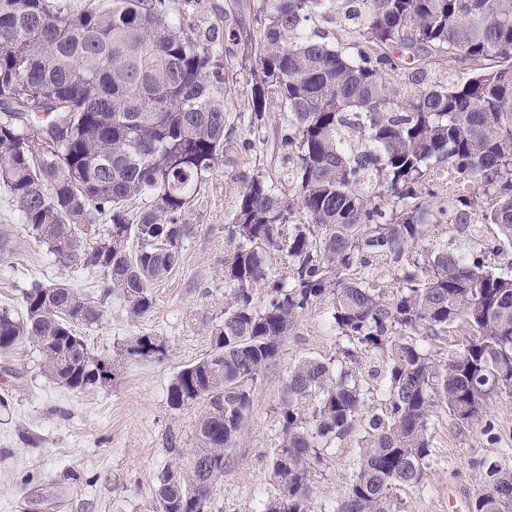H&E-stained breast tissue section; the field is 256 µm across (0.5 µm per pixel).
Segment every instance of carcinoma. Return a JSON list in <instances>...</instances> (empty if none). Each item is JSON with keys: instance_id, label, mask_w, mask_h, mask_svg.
<instances>
[{"instance_id": "carcinoma-1", "label": "carcinoma", "mask_w": 512, "mask_h": 512, "mask_svg": "<svg viewBox=\"0 0 512 512\" xmlns=\"http://www.w3.org/2000/svg\"><path fill=\"white\" fill-rule=\"evenodd\" d=\"M256 22L257 42L230 35L254 43L250 124L273 102L287 111L290 189L257 174L238 193L224 320L167 392L173 409L201 405L197 448L163 468L153 512H211L253 384L327 299L347 344L289 371L258 512H309L311 470L348 437L359 453L334 512H394L398 492L424 479L434 409L469 423L512 395V0H260ZM442 59L448 69H429ZM228 73L168 0L77 13L63 0H0V187L56 261L99 269L135 316L179 266L200 188L231 151ZM445 224L448 241L436 237ZM471 224L495 235L466 250ZM283 238L286 277L267 256ZM22 306L0 308V356L29 343L67 389L112 382L111 361L78 331L103 317L91 297L36 282ZM460 323L466 347L435 358L433 341ZM154 345L138 336L126 354ZM365 354L381 361L380 412L358 369ZM471 512H512L511 468L484 465Z\"/></svg>"}]
</instances>
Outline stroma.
Returning <instances> with one entry per match:
<instances>
[{
	"label": "stroma",
	"mask_w": 512,
	"mask_h": 512,
	"mask_svg": "<svg viewBox=\"0 0 512 512\" xmlns=\"http://www.w3.org/2000/svg\"><path fill=\"white\" fill-rule=\"evenodd\" d=\"M186 29L199 39L219 36L232 52L226 122L233 149L202 185L191 221L196 226L181 264L152 288L154 305L141 316L130 313L95 269L57 263L47 247L30 236L12 200L0 189V308L20 309L22 292L33 283L64 282L101 302L103 317L82 328L91 348L111 358L110 387L71 391L44 372L29 344L0 357V512H151L157 477L178 453L195 446L199 406L169 407L167 389L185 365L210 351L211 329L224 317L225 224L237 194L253 175L263 174L287 188L280 141L287 122L272 110L265 125L249 126V98L255 58L235 43L224 19L251 23L258 0H169ZM327 304L302 315L284 337L252 389L243 429L225 454L224 478L214 491V512H256L268 490L267 460L274 443L283 386L290 367L307 355L336 354V337L327 322ZM152 337L158 353L130 359L129 341ZM432 455L423 482L399 492L395 512H470L483 486L482 464L512 467V396L502 394L486 413L468 424L444 410L434 414ZM355 441L338 444L310 476L309 512H332L345 490ZM30 483H22L23 475ZM456 504H449V491Z\"/></svg>",
	"instance_id": "35a3bbf8"
}]
</instances>
